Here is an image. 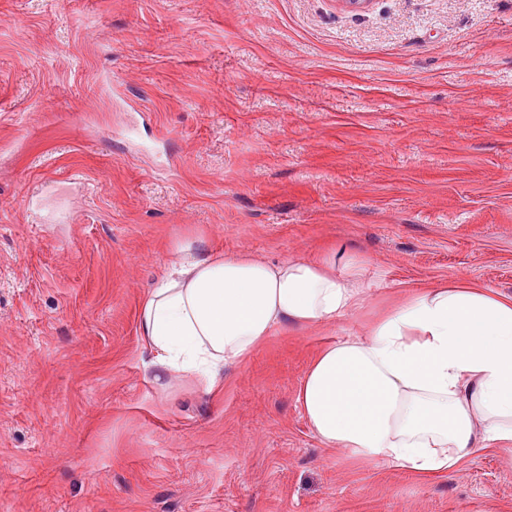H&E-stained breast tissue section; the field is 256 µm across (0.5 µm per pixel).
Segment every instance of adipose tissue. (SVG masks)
Segmentation results:
<instances>
[{
	"label": "adipose tissue",
	"mask_w": 512,
	"mask_h": 512,
	"mask_svg": "<svg viewBox=\"0 0 512 512\" xmlns=\"http://www.w3.org/2000/svg\"><path fill=\"white\" fill-rule=\"evenodd\" d=\"M143 298L139 334L161 387L192 376L216 390L230 364L274 331L299 332L360 310L364 262L335 251L270 262L224 254L190 231L171 245ZM327 448L423 476L476 449L512 445V295L437 282L389 300L362 336L323 346L297 391Z\"/></svg>",
	"instance_id": "1"
}]
</instances>
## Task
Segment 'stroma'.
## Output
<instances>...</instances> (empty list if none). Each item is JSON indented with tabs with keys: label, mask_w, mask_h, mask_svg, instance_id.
Returning <instances> with one entry per match:
<instances>
[{
	"label": "stroma",
	"mask_w": 512,
	"mask_h": 512,
	"mask_svg": "<svg viewBox=\"0 0 512 512\" xmlns=\"http://www.w3.org/2000/svg\"><path fill=\"white\" fill-rule=\"evenodd\" d=\"M364 257L366 306L512 295V0H0V512H512V452L423 477L296 403L365 315L153 382L141 300L187 228Z\"/></svg>",
	"instance_id": "1"
}]
</instances>
